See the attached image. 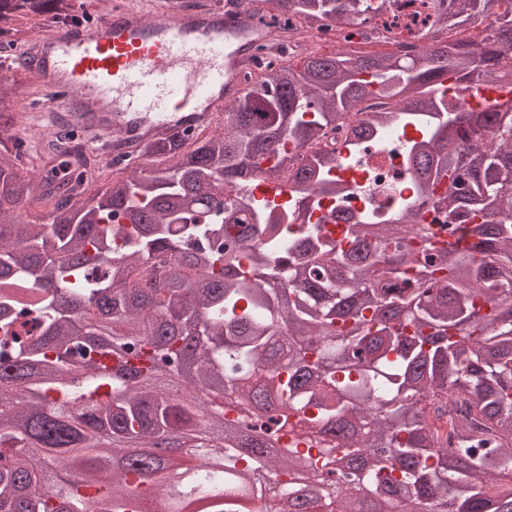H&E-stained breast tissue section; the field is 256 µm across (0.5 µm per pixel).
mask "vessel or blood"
Instances as JSON below:
<instances>
[{"label":"vessel or blood","instance_id":"obj_1","mask_svg":"<svg viewBox=\"0 0 512 512\" xmlns=\"http://www.w3.org/2000/svg\"><path fill=\"white\" fill-rule=\"evenodd\" d=\"M264 13L188 9L153 15L115 0L110 14L29 38L24 66L43 80L38 101L95 135L210 131L245 87L240 65L266 37Z\"/></svg>","mask_w":512,"mask_h":512}]
</instances>
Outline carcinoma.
<instances>
[{
  "label": "carcinoma",
  "mask_w": 512,
  "mask_h": 512,
  "mask_svg": "<svg viewBox=\"0 0 512 512\" xmlns=\"http://www.w3.org/2000/svg\"><path fill=\"white\" fill-rule=\"evenodd\" d=\"M446 2L439 28L485 36L287 62L230 106L223 130L145 139L148 166L94 194L82 175L23 171L19 143L0 139V327L22 304L38 321L0 368V512H146L132 476L168 495L169 512H257L269 495L258 459L288 476L279 512L359 499L360 512H512V99L443 118L438 95L449 74L463 89L512 87V10ZM263 3L319 29L386 0ZM72 9L0 0V43ZM373 91L400 112L367 127L424 120L410 166L456 241L440 245L411 209L348 223L339 241L317 224L285 239L250 222L247 200L215 223L253 176L328 190L333 159L292 170L288 146ZM27 93L26 77L0 78V127ZM34 201L51 209L31 215ZM186 445L204 448L201 467L176 454Z\"/></svg>",
  "instance_id": "cac0c4a2"
}]
</instances>
